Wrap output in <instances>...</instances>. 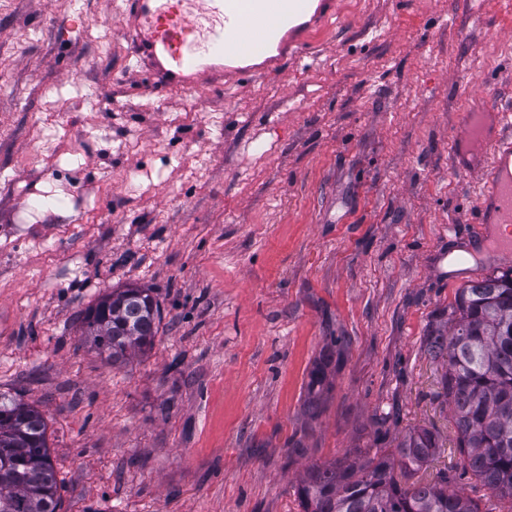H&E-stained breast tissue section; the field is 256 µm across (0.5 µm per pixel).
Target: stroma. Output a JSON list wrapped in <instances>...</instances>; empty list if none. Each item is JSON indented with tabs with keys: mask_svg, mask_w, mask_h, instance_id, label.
I'll list each match as a JSON object with an SVG mask.
<instances>
[{
	"mask_svg": "<svg viewBox=\"0 0 512 512\" xmlns=\"http://www.w3.org/2000/svg\"><path fill=\"white\" fill-rule=\"evenodd\" d=\"M350 2L283 75L142 98L121 0H0V393L43 414L61 512H301L312 465L418 427L423 476L496 507L426 337L512 267L455 164L512 110V0ZM126 285L162 323L114 366L78 317Z\"/></svg>",
	"mask_w": 512,
	"mask_h": 512,
	"instance_id": "obj_1",
	"label": "stroma"
}]
</instances>
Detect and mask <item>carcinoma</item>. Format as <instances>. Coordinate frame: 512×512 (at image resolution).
<instances>
[{"instance_id":"cac0c4a2","label":"carcinoma","mask_w":512,"mask_h":512,"mask_svg":"<svg viewBox=\"0 0 512 512\" xmlns=\"http://www.w3.org/2000/svg\"><path fill=\"white\" fill-rule=\"evenodd\" d=\"M162 321L148 288H116L81 317L82 335L112 365L153 346ZM428 350L447 365L441 384L451 406L464 469L512 512V270L460 289L448 320L428 333ZM328 352L310 371L322 386ZM436 435L421 428L365 461L308 469L297 486L302 512H481L448 489L451 477L409 481L435 455ZM47 424L32 406L0 396V512H58Z\"/></svg>"}]
</instances>
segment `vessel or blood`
Instances as JSON below:
<instances>
[{
  "mask_svg": "<svg viewBox=\"0 0 512 512\" xmlns=\"http://www.w3.org/2000/svg\"><path fill=\"white\" fill-rule=\"evenodd\" d=\"M123 28L136 51L137 94L164 96L223 90L279 72L313 53L315 33L343 10L344 0H122ZM496 130L478 132L488 149L482 168L479 221L512 223V114Z\"/></svg>",
  "mask_w": 512,
  "mask_h": 512,
  "instance_id": "b4317fda",
  "label": "vessel or blood"
}]
</instances>
